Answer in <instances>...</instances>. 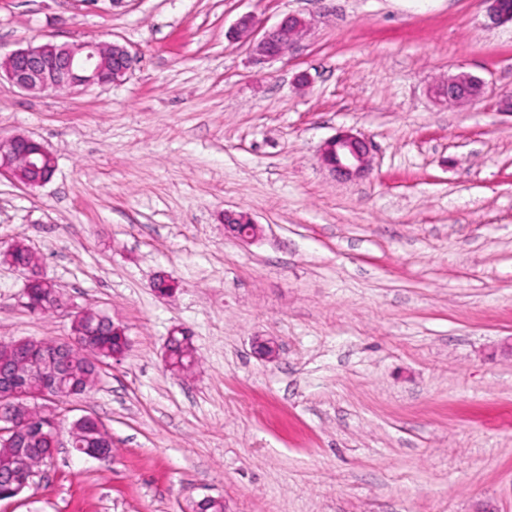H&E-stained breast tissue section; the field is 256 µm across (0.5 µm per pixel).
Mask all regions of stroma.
<instances>
[{"label": "stroma", "mask_w": 512, "mask_h": 512, "mask_svg": "<svg viewBox=\"0 0 512 512\" xmlns=\"http://www.w3.org/2000/svg\"><path fill=\"white\" fill-rule=\"evenodd\" d=\"M485 0H0V53L114 41L105 88L0 79V137L57 157L46 185L0 177V246L21 240L68 302L124 327L66 419L98 417L101 466L60 448L0 512H512V24ZM310 27L253 64L230 31ZM466 71L488 96L433 87ZM373 146L338 181L320 147ZM261 224L231 237L225 211ZM168 275L177 291L158 298ZM0 265V343L66 340ZM188 331L197 366L168 370ZM273 340L268 361L254 350ZM370 144L351 130H342L326 139L321 148V160L335 178L353 180L369 171Z\"/></svg>", "instance_id": "1"}]
</instances>
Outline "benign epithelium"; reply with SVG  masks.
I'll return each instance as SVG.
<instances>
[{
    "instance_id": "7a95c632",
    "label": "benign epithelium",
    "mask_w": 512,
    "mask_h": 512,
    "mask_svg": "<svg viewBox=\"0 0 512 512\" xmlns=\"http://www.w3.org/2000/svg\"><path fill=\"white\" fill-rule=\"evenodd\" d=\"M487 15L491 23L501 25L512 22V10L504 0H485ZM258 28L251 14L241 16L234 25V33L248 38ZM306 28V21L288 15L276 26L263 32L252 43L251 52L258 63L279 59L296 43ZM134 57L119 43L80 42L29 45L6 57H0V76L4 75L19 89L27 92L45 93L79 86H100L123 81L131 72ZM438 96L459 105L478 103L485 99L484 81L467 72L448 76L435 87ZM370 144L359 134L342 130L326 139L321 148V160L332 175L341 180H353L365 176L369 171ZM34 170H56L54 155L37 140L15 135L0 138V175L5 174L29 188L41 187L48 180H29L23 176V168ZM225 228L241 239H256L260 227L242 212H224ZM23 346L20 356L25 365L21 372L14 366L0 363V405L8 413L0 415V442L13 445L17 442L19 429L24 421L34 417L39 426L30 433L46 439L50 448L46 459L53 458L55 451L64 444V431L55 412L47 402L55 400L52 379L63 368L64 360L59 356L43 352L42 344L35 342ZM36 475L32 470L25 479L11 473L0 474V493L15 498L28 487Z\"/></svg>"
}]
</instances>
